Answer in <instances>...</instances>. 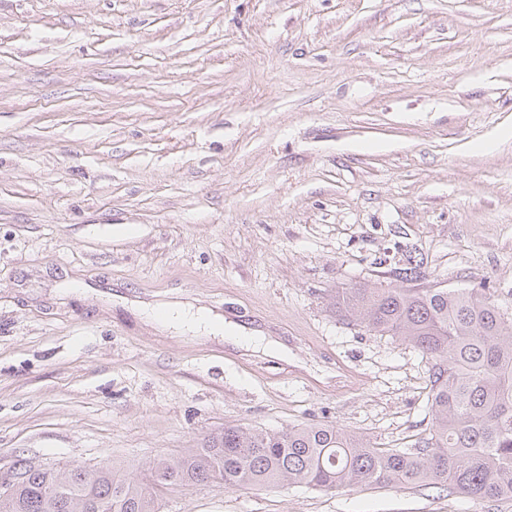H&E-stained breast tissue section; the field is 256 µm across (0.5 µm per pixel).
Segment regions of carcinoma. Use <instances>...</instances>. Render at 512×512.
<instances>
[{"label": "carcinoma", "mask_w": 512, "mask_h": 512, "mask_svg": "<svg viewBox=\"0 0 512 512\" xmlns=\"http://www.w3.org/2000/svg\"><path fill=\"white\" fill-rule=\"evenodd\" d=\"M423 261L406 256L403 281ZM336 313L366 331L416 347L431 364V426L409 451L365 445L333 423L279 431L226 425L145 477L112 462L47 468L27 458L6 472L0 512H158L170 492L198 484L226 490L305 486H427L473 500L512 498V318L482 288H362L336 292Z\"/></svg>", "instance_id": "1"}]
</instances>
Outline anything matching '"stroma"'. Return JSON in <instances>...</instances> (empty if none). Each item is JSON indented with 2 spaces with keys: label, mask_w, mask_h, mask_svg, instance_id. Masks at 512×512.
Listing matches in <instances>:
<instances>
[{
  "label": "stroma",
  "mask_w": 512,
  "mask_h": 512,
  "mask_svg": "<svg viewBox=\"0 0 512 512\" xmlns=\"http://www.w3.org/2000/svg\"><path fill=\"white\" fill-rule=\"evenodd\" d=\"M512 315V0H0V472L135 476L224 425L409 449L430 364L338 290ZM260 328L287 359L162 332ZM160 512H512L431 488L193 486ZM161 310L166 311L162 318H160L163 325L167 328L179 330L185 323H189L197 330L201 329L206 334H212V336H221L226 329L234 331V325L231 322H227L228 324L226 325L224 318L220 315L203 312L199 309L194 311L192 306L173 304Z\"/></svg>",
  "instance_id": "1"
}]
</instances>
